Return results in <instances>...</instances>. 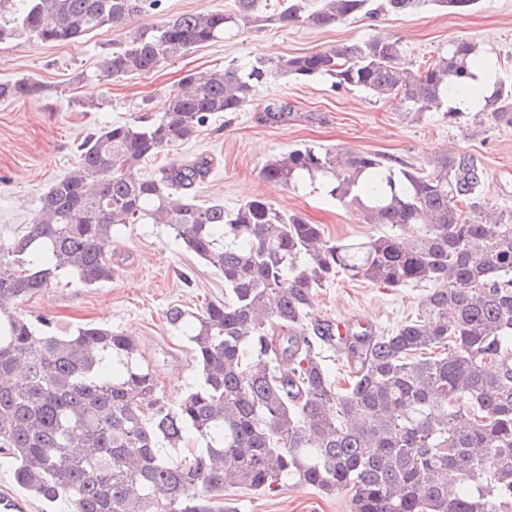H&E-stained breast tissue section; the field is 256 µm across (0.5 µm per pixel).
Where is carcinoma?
Returning <instances> with one entry per match:
<instances>
[{
    "label": "carcinoma",
    "instance_id": "cac0c4a2",
    "mask_svg": "<svg viewBox=\"0 0 512 512\" xmlns=\"http://www.w3.org/2000/svg\"><path fill=\"white\" fill-rule=\"evenodd\" d=\"M451 14L475 0H281V25L342 23L364 13L407 14L428 2ZM161 0H0V40L29 33L67 44L132 22ZM257 0L185 13L137 30L107 53L97 79L148 74L166 61L259 21ZM476 45L457 38L416 71L397 66V42L361 43L188 73L151 122L134 119L87 137L79 163L56 179L33 223L0 239V451L16 484L64 497L70 512H230L224 490L270 491L290 478L350 512H512V210L485 206L487 171L448 151L427 168L396 167L370 151L304 144L271 156L274 187L322 183L365 224L388 231L331 241L319 224L263 197L234 211L201 206L211 171L198 156L158 176L144 161L190 139L220 112H241L278 77H329L411 112L472 89ZM30 78L0 83V100L32 98ZM483 119L512 127V82H496ZM291 106L269 98L261 119L283 124ZM160 224L224 278V301L168 310L193 348L198 383L174 405L159 395L136 337L87 324L64 336L19 300L64 278L109 282L113 237ZM385 288L427 286L418 314L386 333L313 317L314 292L339 273ZM346 359L331 378L322 348ZM200 447L173 455L188 438Z\"/></svg>",
    "mask_w": 512,
    "mask_h": 512
}]
</instances>
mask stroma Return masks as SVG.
Listing matches in <instances>:
<instances>
[{
    "label": "stroma",
    "mask_w": 512,
    "mask_h": 512,
    "mask_svg": "<svg viewBox=\"0 0 512 512\" xmlns=\"http://www.w3.org/2000/svg\"><path fill=\"white\" fill-rule=\"evenodd\" d=\"M277 4L260 0L261 22L191 49L152 73L109 81L95 80L99 62L126 40L132 26L106 27L70 44H49L28 35L0 40V82L29 77L43 88L37 98L0 101V238L16 237L32 223L42 196L75 167L78 146L87 135L159 115L168 94L189 73L319 52L385 33L399 43L400 59L412 69L432 62L450 40L470 38L480 56L495 60L498 79L512 81V0H477L460 14L430 4L408 14H360L339 24L287 27L268 20ZM272 97L291 105L293 116L287 123L260 121V106ZM303 144L372 151L418 168L438 153L463 149L481 159L487 170L486 204L512 210V128H491L473 119L452 125L442 111L410 112L400 100L339 89L327 77L278 78L259 89L252 106L215 114L210 126L146 160L141 172L153 175L173 161L207 155L214 167L197 188L199 204L219 201L232 210L261 196L282 211L322 225L333 241L381 233V226L361 222L326 196L320 184L293 190L262 181L260 170L269 157ZM112 249L121 261L112 281L87 287L66 278L21 308L28 315L51 318L65 333L104 322L136 336L160 394L175 402L195 385L198 372L190 344L168 324L166 312L174 306L197 311L223 300L224 279L180 248L160 225H129L114 236ZM185 273L192 285L183 284ZM425 293L421 284L381 288L340 275L317 291L314 315L362 322L382 332L413 318ZM349 498L344 490L326 495L291 480L273 493L244 487L224 492L230 512H349Z\"/></svg>",
    "instance_id": "35a3bbf8"
}]
</instances>
